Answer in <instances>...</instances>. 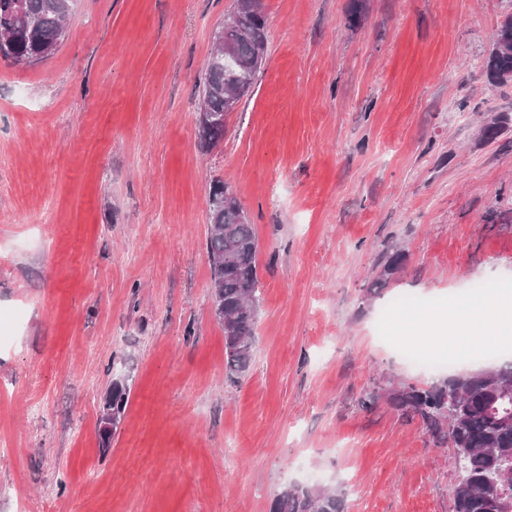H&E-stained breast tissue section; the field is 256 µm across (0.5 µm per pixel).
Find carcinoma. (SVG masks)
<instances>
[{
    "mask_svg": "<svg viewBox=\"0 0 512 512\" xmlns=\"http://www.w3.org/2000/svg\"><path fill=\"white\" fill-rule=\"evenodd\" d=\"M71 0H0V59L31 64L54 55L66 37ZM267 18L262 0H236L224 43L232 48L229 65L207 60L200 88L203 115L199 134L211 147L224 138L225 93L240 102L252 92L266 47ZM490 79L512 78V48L492 47L486 62ZM228 183L215 180L208 191L209 233L206 238L212 287L211 300L224 308V367L230 379L249 370L255 349V325L260 311L257 274L258 243L253 224ZM405 254L397 253L364 288L365 296L379 294L398 273ZM493 374L465 372L441 377L423 386L408 385L390 394L392 404L408 417H417L437 442L451 441L454 460L464 477L453 491V512H505L496 488L504 472L512 474V395L495 396L493 378L512 384V363L491 366ZM131 391L130 377L112 380L99 418L102 449L111 447L124 418ZM341 495L324 488L293 484L272 498L269 512H344Z\"/></svg>",
    "mask_w": 512,
    "mask_h": 512,
    "instance_id": "obj_1",
    "label": "carcinoma"
}]
</instances>
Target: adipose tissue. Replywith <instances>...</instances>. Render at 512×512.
Wrapping results in <instances>:
<instances>
[{"label":"adipose tissue","instance_id":"adipose-tissue-1","mask_svg":"<svg viewBox=\"0 0 512 512\" xmlns=\"http://www.w3.org/2000/svg\"><path fill=\"white\" fill-rule=\"evenodd\" d=\"M393 327L397 334L419 336L426 342L437 338L446 327L458 336L479 331L489 340L507 339L512 337V301L459 299L450 303L447 320L443 323L432 322L428 315L411 309L395 315Z\"/></svg>","mask_w":512,"mask_h":512}]
</instances>
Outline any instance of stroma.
Here are the masks:
<instances>
[{
	"label": "stroma",
	"mask_w": 512,
	"mask_h": 512,
	"mask_svg": "<svg viewBox=\"0 0 512 512\" xmlns=\"http://www.w3.org/2000/svg\"><path fill=\"white\" fill-rule=\"evenodd\" d=\"M355 1L263 0L255 86L207 148L198 85L235 0H75L54 55L0 60V512H268L293 483L346 512H452V446L389 399L437 376L400 356L390 305L512 295V80L485 68L512 0H359L353 23ZM216 179L258 240L235 382ZM405 259V254L397 253L392 256L383 266L380 273L364 288L365 297L378 295L383 286L398 273ZM130 381V376L113 379L103 399L98 433L100 444L105 453L110 449L112 437L117 433L124 418L131 391ZM107 414H110L115 419L116 423L113 424V427L112 423L111 426H106L104 423Z\"/></svg>",
	"instance_id": "35a3bbf8"
}]
</instances>
